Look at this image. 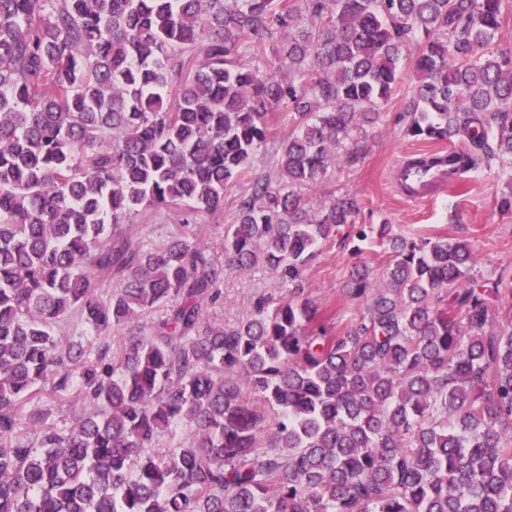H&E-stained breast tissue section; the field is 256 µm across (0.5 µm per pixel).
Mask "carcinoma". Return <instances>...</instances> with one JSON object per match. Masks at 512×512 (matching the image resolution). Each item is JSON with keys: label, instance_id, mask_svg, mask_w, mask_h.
<instances>
[{"label": "carcinoma", "instance_id": "cac0c4a2", "mask_svg": "<svg viewBox=\"0 0 512 512\" xmlns=\"http://www.w3.org/2000/svg\"><path fill=\"white\" fill-rule=\"evenodd\" d=\"M502 2L306 0L304 18L291 0H0V512H512L503 278L476 273L467 240L392 237L380 282L349 272L363 309L335 331L303 272L358 205L312 211L297 192L390 98L419 31L407 135L464 148L409 164L512 161ZM287 28L272 69L240 58ZM283 111L294 129L224 256L288 295L218 324L208 247L185 230L146 249L133 224L224 213ZM74 317L128 340L91 359L62 340ZM45 389L91 411L59 432L25 411ZM25 418L37 447L13 438ZM178 427V447L150 451Z\"/></svg>", "mask_w": 512, "mask_h": 512}]
</instances>
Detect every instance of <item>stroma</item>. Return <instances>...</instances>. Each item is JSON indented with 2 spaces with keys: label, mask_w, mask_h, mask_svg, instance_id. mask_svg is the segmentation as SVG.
<instances>
[{
  "label": "stroma",
  "mask_w": 512,
  "mask_h": 512,
  "mask_svg": "<svg viewBox=\"0 0 512 512\" xmlns=\"http://www.w3.org/2000/svg\"><path fill=\"white\" fill-rule=\"evenodd\" d=\"M417 86L413 56L408 53L400 62L396 88L379 106L377 118L353 132L338 149L327 175L316 186L302 188L301 193L315 210L343 196L354 198L358 204L356 223L388 224L397 235L470 241L479 254V274L512 277V214L500 212L497 206L512 181V164L495 161L467 172L459 184L437 190L431 201L423 203L407 200L395 182L401 160L441 147L439 141L412 138L405 133ZM292 128L289 118L276 116L274 139L256 152L247 177L229 185L222 215L196 214L184 207L167 215L147 213L137 218L136 236L145 247L158 246L186 224L208 243L213 260L224 267L222 298L208 310L211 321L237 323L246 316L257 295L278 298L285 293L265 268L241 270L226 264L224 231L232 223L237 199L250 179L274 172L279 140ZM389 259L387 245L377 238L360 242L347 228H339L307 267L306 291L322 307L334 311L336 326H344L362 308L361 303L347 301L343 293L351 268L363 262L378 276Z\"/></svg>",
  "instance_id": "obj_1"
}]
</instances>
